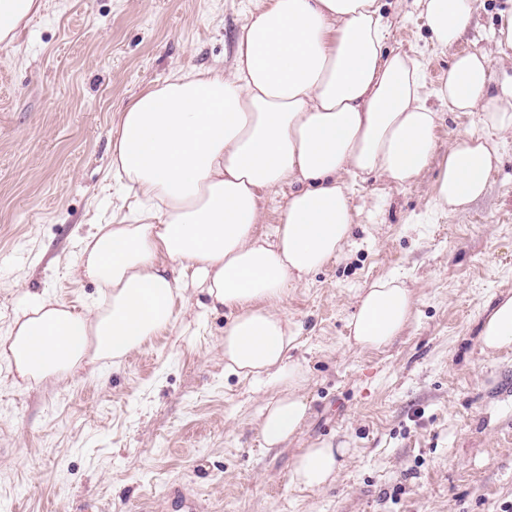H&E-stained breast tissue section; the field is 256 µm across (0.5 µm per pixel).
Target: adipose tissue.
<instances>
[{
  "mask_svg": "<svg viewBox=\"0 0 512 512\" xmlns=\"http://www.w3.org/2000/svg\"><path fill=\"white\" fill-rule=\"evenodd\" d=\"M435 44L453 47L474 0H419ZM41 0H0V43L11 44ZM379 0H259L236 38L229 70L173 73L117 114L112 172L126 181V214L98 225L80 271L105 299L73 311L46 296L0 338V359L24 383L73 376L97 362L119 363L173 330L186 289L204 311L225 309L224 367L267 378L278 389L259 426L273 450L301 431L310 404L303 368L280 305L289 291L335 260L353 224L346 175L413 182L431 164L437 206L451 211L486 191L497 152L489 132L512 131V79L496 80L482 52L455 56L434 92L449 111L474 112L482 132L465 131L435 154L437 114L426 104L422 63L385 52ZM291 184L270 232L258 234L264 195ZM415 299L381 278L359 296L350 339L362 350L389 345L411 323ZM482 352L512 347V295L486 308ZM345 451L303 449L289 483L329 484Z\"/></svg>",
  "mask_w": 512,
  "mask_h": 512,
  "instance_id": "adipose-tissue-1",
  "label": "adipose tissue"
}]
</instances>
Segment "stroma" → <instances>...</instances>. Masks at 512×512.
<instances>
[{"label":"stroma","mask_w":512,"mask_h":512,"mask_svg":"<svg viewBox=\"0 0 512 512\" xmlns=\"http://www.w3.org/2000/svg\"><path fill=\"white\" fill-rule=\"evenodd\" d=\"M256 0H43L0 45V335L33 294L91 306L81 252L119 204L112 129L125 105L171 72L229 66ZM388 49L424 65L428 85L452 53L430 37L416 0H381ZM458 51L493 55L512 0H477ZM498 168L466 210L440 211L437 167L397 186L350 180L354 219L341 255L283 305L305 369L311 414L280 448H263L264 380L224 370L226 311L190 296L176 328L119 366L83 367L27 385L0 360V512H512V350L480 351L477 323L512 294V135L492 134ZM416 300L383 350L349 340L357 297L379 277ZM347 449L334 482L289 487L301 449Z\"/></svg>","instance_id":"1"}]
</instances>
